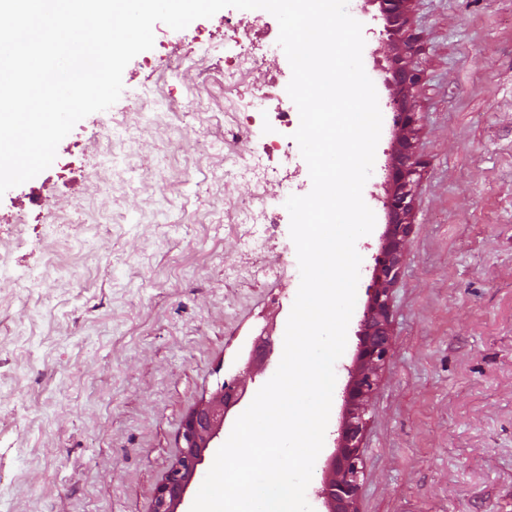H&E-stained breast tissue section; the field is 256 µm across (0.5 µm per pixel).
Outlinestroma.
<instances>
[{
    "instance_id": "35a3bbf8",
    "label": "stroma",
    "mask_w": 512,
    "mask_h": 512,
    "mask_svg": "<svg viewBox=\"0 0 512 512\" xmlns=\"http://www.w3.org/2000/svg\"><path fill=\"white\" fill-rule=\"evenodd\" d=\"M362 23L363 62L383 132L368 187L381 189L395 146L378 52L377 0L349 5ZM259 30L258 65L224 86L234 47L223 16ZM407 27L422 72L412 103L421 162L409 242L390 290V354L371 396L362 441L358 512H512V0H410ZM202 65L171 71L186 32L154 26V46L122 75L109 109L78 122L57 148L111 130L132 102L169 95L174 110L145 133L138 170L98 219L80 172L58 163L0 197V512H151L186 414L238 374L268 322L284 329L300 285L285 208L289 175L308 179L298 145L275 156L280 178L259 184L232 164L250 142L281 137L275 113L238 131L232 100L257 87L286 90L288 59L269 12L236 8L205 20ZM155 60V68L144 60ZM201 111H186L188 99ZM164 223H151L159 197ZM278 212L275 235L247 220L245 201ZM65 238L49 226L73 202ZM361 237L357 300L338 359L324 446L307 491L325 477L346 414L344 391L387 217L373 205ZM27 214V225L14 224ZM78 268L79 279L65 276Z\"/></svg>"
}]
</instances>
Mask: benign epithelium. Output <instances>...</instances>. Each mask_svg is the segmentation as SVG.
Masks as SVG:
<instances>
[{"instance_id":"1","label":"benign epithelium","mask_w":512,"mask_h":512,"mask_svg":"<svg viewBox=\"0 0 512 512\" xmlns=\"http://www.w3.org/2000/svg\"><path fill=\"white\" fill-rule=\"evenodd\" d=\"M407 3L408 0H380L385 32L390 37V42L381 48L394 51L391 87L397 105L393 117L397 143L387 169V193L383 199L389 224L375 258L373 284L360 321L351 380L345 389L347 412L339 428L337 448L327 462V476L318 491L327 512H356L367 401L390 353V288L398 276L412 227L415 176L421 162L412 149L418 117L408 102V94L419 83L421 73L413 64L414 37L406 31ZM273 353L268 336L264 338V348L248 359L241 375L221 383L185 417L181 430L183 445L156 488L152 512H182L188 490L205 463L207 449L222 446L220 439L224 437L231 410L252 395L250 384L274 365Z\"/></svg>"}]
</instances>
